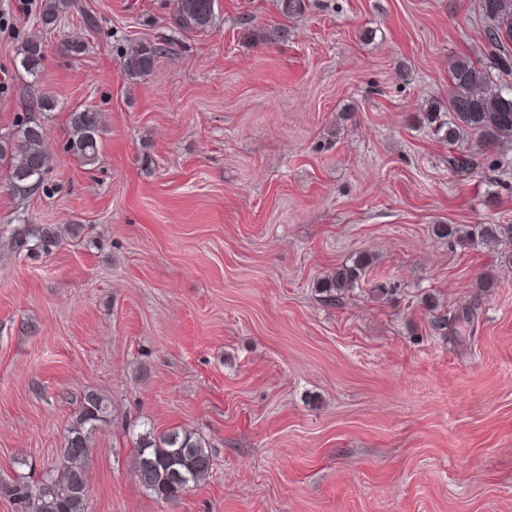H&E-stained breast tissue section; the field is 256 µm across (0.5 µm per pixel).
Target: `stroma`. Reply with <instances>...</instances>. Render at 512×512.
<instances>
[{"instance_id": "stroma-1", "label": "stroma", "mask_w": 512, "mask_h": 512, "mask_svg": "<svg viewBox=\"0 0 512 512\" xmlns=\"http://www.w3.org/2000/svg\"><path fill=\"white\" fill-rule=\"evenodd\" d=\"M41 9L0 27V134L55 101L54 194L14 196L0 169V475L57 467L95 392L87 512H512V265L432 233L512 224V165L456 176L418 122L449 61L489 66L479 0H219L195 35L170 0H73L53 32ZM274 28L287 40L258 41ZM30 37L37 79L15 65ZM163 39L127 76V49ZM84 106L91 164L66 149ZM22 224L63 241L16 252ZM362 253L365 281L326 304L318 280ZM428 295L476 307L475 333L433 334ZM175 428L213 469L166 503L132 462L140 433ZM170 43L165 40L138 42L125 55V69L131 78L144 77L155 68L163 55L170 53ZM70 134L67 150L75 157L91 164L98 155V141L102 133L99 112L85 107L69 115Z\"/></svg>"}]
</instances>
